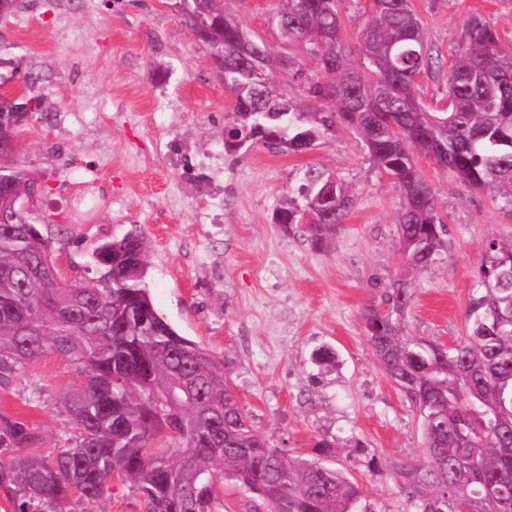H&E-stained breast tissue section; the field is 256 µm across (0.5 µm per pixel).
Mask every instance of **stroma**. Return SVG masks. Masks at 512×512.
Instances as JSON below:
<instances>
[{
  "mask_svg": "<svg viewBox=\"0 0 512 512\" xmlns=\"http://www.w3.org/2000/svg\"><path fill=\"white\" fill-rule=\"evenodd\" d=\"M34 24L0 20V85L32 71L48 119H31L24 159L49 191L38 203L62 242V272L95 278L99 240L141 232L149 242L146 286L173 327L229 361L240 402L289 458L315 459L364 487L368 512H407L393 463L418 458V415L385 374L364 335L362 313L398 267L400 195L341 130L302 155L258 144L224 159L232 187L224 221L212 223L201 189L210 147L224 144L232 101L213 64L175 15V0H22ZM444 65L465 25L481 15L512 47V0H412ZM271 0H235L244 28L272 51L283 42ZM94 109H86V102ZM416 165L446 225L440 259L412 279L409 330L439 343L466 335L478 248L512 236V207L473 189L428 157ZM337 174L356 195L322 249L274 216L306 167ZM98 206L79 216L68 202L84 186ZM330 354L319 362V354ZM75 364L50 355L0 388V411L35 424L47 447L72 432L61 409L79 383ZM69 512H145L134 484L108 479L93 502Z\"/></svg>",
  "mask_w": 512,
  "mask_h": 512,
  "instance_id": "stroma-1",
  "label": "stroma"
}]
</instances>
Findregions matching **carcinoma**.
<instances>
[{"mask_svg":"<svg viewBox=\"0 0 512 512\" xmlns=\"http://www.w3.org/2000/svg\"><path fill=\"white\" fill-rule=\"evenodd\" d=\"M357 0H273V20L288 55L286 85L319 103L301 111L268 81L270 49L244 33L226 0H190L178 18L211 61L224 63V88L235 98L224 124V152L254 143L297 155L339 129L359 136L372 164L401 196L398 238L402 271L363 311V327L386 375L419 413L421 455L394 464L411 512H455L466 493L475 508L488 495L512 512V239L479 245L477 288L464 318L466 338L453 348L413 335L409 272L428 269L444 249L445 224L415 156L429 157L471 187L512 206V51L481 16L468 20L446 76L448 104L432 112L419 79L440 68L409 0H372L353 44L342 37V12ZM269 61L252 71V57ZM41 99H0V113L25 125ZM14 179L0 210V387L47 355L76 364L83 382L62 408L74 435L47 453L0 459V493L18 512H65L77 495L94 500L112 474L126 476L146 512H218L224 485L257 495L269 512H359L363 487L319 461L290 459L255 427L240 405L228 362L180 335L145 288L148 242L139 234L102 241L93 251V284L53 283L58 241L43 234L15 199L29 200L34 175L20 155L0 156ZM354 205L352 189L308 167L275 220L322 247ZM35 322L37 334L22 332ZM177 441L175 458L145 455L153 438ZM39 429L0 412V448L41 445Z\"/></svg>","mask_w":512,"mask_h":512,"instance_id":"cac0c4a2","label":"carcinoma"}]
</instances>
